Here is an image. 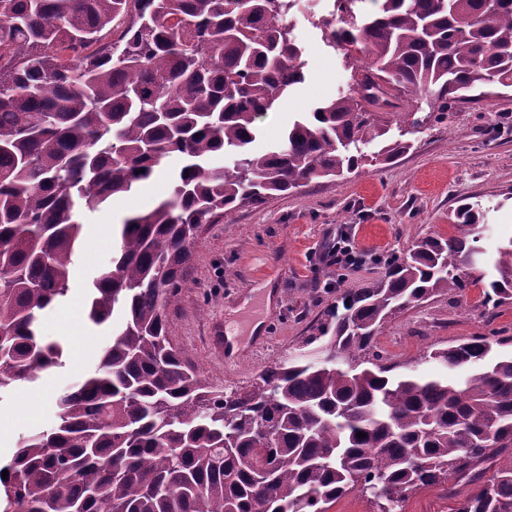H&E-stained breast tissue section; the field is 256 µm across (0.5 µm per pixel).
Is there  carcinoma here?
Wrapping results in <instances>:
<instances>
[{
    "label": "carcinoma",
    "instance_id": "1",
    "mask_svg": "<svg viewBox=\"0 0 512 512\" xmlns=\"http://www.w3.org/2000/svg\"><path fill=\"white\" fill-rule=\"evenodd\" d=\"M362 2L334 0L321 20L358 63L355 84L256 153V120L305 80L285 0H0V393L60 365L40 322L70 290L82 215L166 156L184 159L169 198L120 224L89 318L122 320L99 368L60 398L57 425L18 442L0 512H328L354 491L402 512L434 486L451 512H512V354L490 356L509 338L430 354L467 368L460 381L393 375L376 341L387 319L469 287L482 252L473 205L455 211L460 235L424 237L343 292L307 350L249 392L205 386L168 336L203 225L358 169V144L388 133L371 107L416 128L406 96H435L441 123L486 81L512 87V0H372L366 16ZM124 16L118 49L83 54ZM219 154L233 167L212 166ZM488 257L492 318L512 300V239Z\"/></svg>",
    "mask_w": 512,
    "mask_h": 512
}]
</instances>
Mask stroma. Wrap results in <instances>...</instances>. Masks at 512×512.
<instances>
[{"mask_svg":"<svg viewBox=\"0 0 512 512\" xmlns=\"http://www.w3.org/2000/svg\"><path fill=\"white\" fill-rule=\"evenodd\" d=\"M301 4L292 27L309 60L306 79L259 119L256 151L279 144L299 113L312 111L354 81L340 50L328 46L321 29L308 21L312 15L329 16L331 0ZM433 106L430 97L414 102L423 124L409 134V149L394 159L381 156V141L360 145L366 163L347 178L313 180L297 192L243 207L204 227L186 284L167 316L172 341L186 349L206 384L243 391L267 366L300 354L312 324L343 291L383 276L387 260L403 256L421 237L457 235L453 212L461 204L483 211L486 249L512 237V88L490 100L453 105L442 123L429 119ZM182 164L180 154H170L150 183L84 214L71 289L63 302L70 320L61 322L56 309L41 320L42 335L64 344L62 365L0 396V464L12 458L22 438L52 428L60 397L95 371L112 342V326L89 321L87 294L97 273L112 264V227L166 199ZM340 228L353 232L377 261L341 278L332 268L312 271L322 243ZM482 291V285L473 284L463 296L426 302L389 320L377 338L387 362L397 364L401 375L435 373L441 366L430 360L433 350L493 329L512 336V302L488 319ZM257 322L262 325L258 332L252 329ZM223 334L241 344L229 364L223 348L212 342Z\"/></svg>","mask_w":512,"mask_h":512,"instance_id":"obj_1","label":"stroma"}]
</instances>
